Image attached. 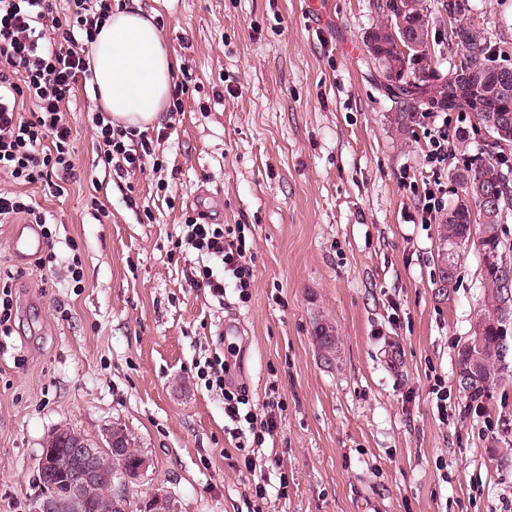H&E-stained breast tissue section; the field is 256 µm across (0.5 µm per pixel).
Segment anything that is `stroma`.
I'll return each instance as SVG.
<instances>
[{"label":"stroma","instance_id":"obj_1","mask_svg":"<svg viewBox=\"0 0 512 512\" xmlns=\"http://www.w3.org/2000/svg\"><path fill=\"white\" fill-rule=\"evenodd\" d=\"M375 5L139 0L192 74L170 120L177 138L146 130L163 170L113 180L95 149L90 84L71 104L76 182L62 197L24 188L53 221L48 276L11 251L17 220L0 222L16 310L0 335V512H34L50 434L98 439L115 426L151 461L127 489L129 512L157 490L177 512H512V375L477 406L456 376L483 313L478 246L460 250L444 287L442 216L422 212L427 183L445 204L457 198L460 133L475 149L491 141L471 113H447L448 162L427 165L433 116L401 134L366 61ZM470 6L496 64L512 67V0ZM92 195L109 218L97 219ZM188 213L253 233L249 302L189 288L196 254L170 256ZM228 324L233 385L254 413L273 387L283 406L252 473L224 430L223 399L194 369L223 348ZM319 324L339 339L333 361L313 342ZM437 382L450 394L444 415Z\"/></svg>","mask_w":512,"mask_h":512}]
</instances>
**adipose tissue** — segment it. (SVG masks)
Segmentation results:
<instances>
[{
    "mask_svg": "<svg viewBox=\"0 0 512 512\" xmlns=\"http://www.w3.org/2000/svg\"><path fill=\"white\" fill-rule=\"evenodd\" d=\"M91 65L100 106L113 124H157L172 87L173 60L150 16L139 7L112 13L96 35Z\"/></svg>",
    "mask_w": 512,
    "mask_h": 512,
    "instance_id": "obj_1",
    "label": "adipose tissue"
}]
</instances>
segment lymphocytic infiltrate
<instances>
[{"mask_svg": "<svg viewBox=\"0 0 512 512\" xmlns=\"http://www.w3.org/2000/svg\"><path fill=\"white\" fill-rule=\"evenodd\" d=\"M0 0V177L19 185L43 184L63 196L75 175L74 137L68 112L78 83L92 76L91 48L100 24L112 13V0ZM100 157L117 178L125 179L158 164L154 138L113 124L103 110L92 114ZM23 218L51 239L47 216L36 199L0 192V221ZM176 253L192 252L199 265L190 287L223 302L226 287L247 300L254 286L253 240L237 224L199 222L185 215L183 233L172 243ZM231 365L212 354L197 364L196 376L224 399V416L236 439L264 443L277 428L275 401L264 416L249 407L243 388H228Z\"/></svg>", "mask_w": 512, "mask_h": 512, "instance_id": "f902f5d3", "label": "lymphocytic infiltrate"}]
</instances>
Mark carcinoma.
I'll list each match as a JSON object with an SVG mask.
<instances>
[{
	"mask_svg": "<svg viewBox=\"0 0 512 512\" xmlns=\"http://www.w3.org/2000/svg\"><path fill=\"white\" fill-rule=\"evenodd\" d=\"M381 20L371 31L376 40L366 48L367 56L377 72L385 73L389 64L409 66L405 74L394 81L385 77L383 84L387 98L398 108L394 123L403 132L416 123L417 104L423 97L438 99L446 106L444 112H471L486 123L491 116L507 108L512 120V73L506 82L495 78L488 85H474L462 95L453 94L451 83L436 78L440 68L434 60L436 54H448L447 74L466 73L484 68L493 71L492 53L482 41L480 33L463 19V8L456 3L448 8L451 18L445 34L443 48L437 50L432 43L430 21L432 11L426 0H390L389 7L377 4ZM462 195L443 215L439 241L442 261L455 255L469 242L473 230L472 208H480L481 199L487 195L495 198L496 208L484 211L480 223L478 246L482 257V280L487 314L484 317L482 349L476 350L465 344L458 350L456 364L474 360L479 354L483 361L481 380L463 388L470 398L482 397L507 376L509 365L503 363L500 354V332L503 322L497 318L501 301L500 265L504 263L499 226L502 214L512 208V180L504 175L502 160L494 157L466 156V163L456 174ZM314 341L318 350L336 352V336L329 326L322 324L314 329ZM137 455L133 452L112 457V466L105 468L93 500L99 499L101 486L111 483L112 477L123 470L135 467Z\"/></svg>",
	"mask_w": 512,
	"mask_h": 512,
	"instance_id": "cac0c4a2",
	"label": "carcinoma"
}]
</instances>
